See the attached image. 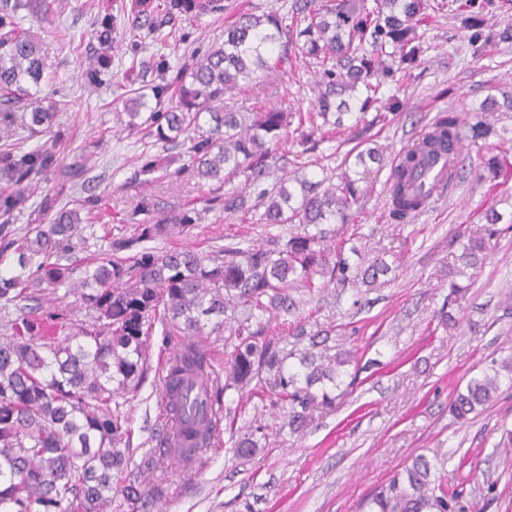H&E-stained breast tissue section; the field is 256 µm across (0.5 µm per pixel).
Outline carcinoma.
<instances>
[{"instance_id": "cac0c4a2", "label": "carcinoma", "mask_w": 512, "mask_h": 512, "mask_svg": "<svg viewBox=\"0 0 512 512\" xmlns=\"http://www.w3.org/2000/svg\"><path fill=\"white\" fill-rule=\"evenodd\" d=\"M496 0H465L463 28L467 41L480 53L490 44L512 41V28L494 31L484 16ZM448 0H292L291 23L277 13H242L224 28V42L209 47L180 69L175 78L152 88L155 104L139 94L126 100L128 131L146 129L159 141L181 142L185 150L165 157L148 151L140 156L141 182L152 184L191 172L199 180L224 185L242 175L259 185L280 161L278 151L289 132L307 142L324 128L342 126L345 114L355 116L358 134L368 130L365 117L377 109L382 86L395 80L403 66L421 53L417 23L430 9L443 13ZM33 8L31 0H0V130L8 133L17 121L16 108L45 81L39 36L21 26L19 13ZM129 34L132 45L168 42L176 21L224 10L223 0H137ZM297 46L318 69L317 99L308 112L272 107L264 112H235L224 96L258 72L277 68ZM169 106H164L165 102ZM493 128L478 120L464 129L454 112L429 126L401 165L388 178L390 219L403 224L427 206L428 195L416 172L427 157L451 153L468 138L485 139ZM47 148H8L0 154V176L15 187L0 193V512H109L114 494L134 505L144 491L128 484L113 490V473L127 467L128 418L116 396L134 393L148 370L147 341L160 321L187 338L175 347L165 366L161 404L168 419L181 427L175 438L160 437L163 454L180 465L198 459L220 430L221 412L213 411L224 392L288 403V428L300 433L312 411L330 405L326 390L335 383L346 354L332 365L300 359L304 371L287 369L291 353L281 337L251 330L235 318L241 307L254 316L294 307L290 288H313L314 277L342 286L371 285L390 271L375 259L352 267L342 251L328 245L326 224H352L361 198L359 172H345L339 182L325 177L296 178L291 189L281 180L247 204L232 190L205 200L204 210L227 214L258 213L256 224H295L286 237L266 246L226 245L210 255L193 250L156 251L146 243L176 229L188 230L201 221L195 208L175 207L156 215L158 203L144 197L133 214L154 218L135 223L133 234L110 237L109 251L77 270L68 254L96 238L80 209L55 208L56 198L44 197L39 208L53 212L50 223L12 229L16 216L33 208L31 188L56 167ZM503 160L485 155L478 177L495 179ZM485 227L459 240L460 266L482 265L490 241L500 232L502 216L486 210ZM16 256L7 263L8 255ZM70 285L79 294L86 320L77 324L72 309L57 306L44 312L42 296ZM236 323L237 344L224 362V381L213 377V364L192 338L210 328ZM492 373L468 381L456 391L448 412L458 421L487 407L498 395L502 374L512 387V353L492 362ZM265 426L255 420L238 431L235 448L246 458L258 448ZM448 456L432 451L377 486L364 500L366 512H470L460 494L449 489Z\"/></svg>"}]
</instances>
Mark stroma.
Wrapping results in <instances>:
<instances>
[{
    "mask_svg": "<svg viewBox=\"0 0 512 512\" xmlns=\"http://www.w3.org/2000/svg\"><path fill=\"white\" fill-rule=\"evenodd\" d=\"M58 2L59 11L48 19L29 14L23 20L40 36L49 85L19 108L11 134L0 132V152L16 138L28 149L46 145L58 159L57 168L35 185L34 201L50 192L61 205L91 200L98 228L129 235L134 231L129 216L142 198L174 207L212 197V184L186 173L162 183H139L138 158L147 138L117 123L125 96L115 78L132 59L158 53L165 54L170 73H177L192 52L223 41L224 25L237 13L277 11L285 0H224L223 13L183 20L176 43L163 47L148 42L134 51L126 39H117L111 78L96 90L89 87L86 70L98 48V20L108 12L119 14L131 0ZM457 26L451 15L437 14L420 27L425 52L419 66L382 89V101H398L396 111L386 112L358 139L353 119L345 118L342 132L312 151L290 134L281 146L287 163L273 172L277 178L298 171L315 180L336 177L357 170L359 152L376 146L382 151L381 163L371 164L362 185L355 223L336 226L334 241L350 264L380 256L391 273L371 289L334 283L291 289L296 310L264 325L267 332L286 337L293 350L308 348L312 335L327 330L320 346L323 358L352 350L370 362V369L358 373L344 367L347 394L333 406L317 408L300 434L282 427L287 407L227 391L223 411L236 412L240 427L261 414L266 445L242 459L234 453L230 433L220 431L187 472L161 457L158 433L166 422L160 402L162 365L181 339L155 324L148 374L136 392L118 399L129 418L130 462L117 480L145 488L158 483L165 494L138 508L124 504L112 512H356L377 485L430 448L447 452L448 485L463 492L472 512H512V460L497 446L503 431L512 430V388H501L497 399L468 423L448 412L456 390L487 371L501 348L512 343V317L504 310L512 301L511 229L494 241L486 263L469 279L462 303L448 299V271L457 254L451 239L480 229L488 207L512 213V178L495 185L470 172L446 198L430 203L409 223L389 218L390 168L404 146L442 112H456L466 125L482 119L494 129L487 139L464 141L466 162H477L488 152L512 161V110L503 106L512 97V42L476 54ZM314 79L313 65L300 56L282 67L266 92L248 89L226 96L224 103L241 112L260 105L306 112ZM491 99L499 109L482 111ZM50 107L55 110L50 133L35 132L32 112ZM290 231L287 224H256L246 216L211 211L192 229L153 245L160 251L189 248L206 254L230 243L261 245ZM446 312L456 317V327L441 325ZM299 324L305 329L301 336L293 333Z\"/></svg>",
    "mask_w": 512,
    "mask_h": 512,
    "instance_id": "stroma-1",
    "label": "stroma"
}]
</instances>
